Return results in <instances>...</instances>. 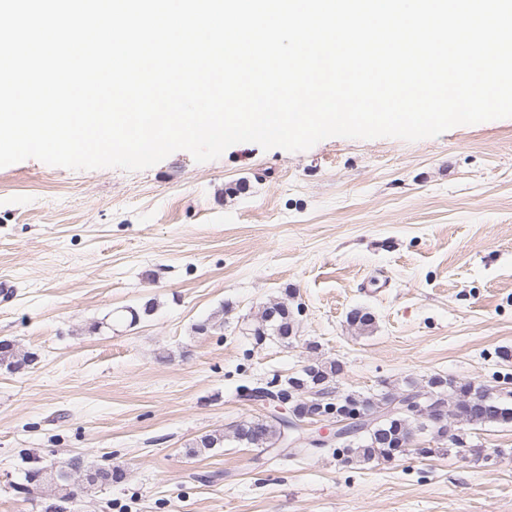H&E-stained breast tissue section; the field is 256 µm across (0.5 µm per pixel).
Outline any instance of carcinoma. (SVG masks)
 <instances>
[{
  "label": "carcinoma",
  "mask_w": 512,
  "mask_h": 512,
  "mask_svg": "<svg viewBox=\"0 0 512 512\" xmlns=\"http://www.w3.org/2000/svg\"><path fill=\"white\" fill-rule=\"evenodd\" d=\"M261 323L254 330V335L261 339L269 334L282 341L290 338L293 329L292 312L284 303H273L261 312ZM349 324L359 332L369 330L374 320L370 313L356 310L349 317ZM34 361L30 352H22L16 347L8 351L0 350V367L10 371L20 370ZM341 365L336 360L324 361L309 365L305 372L294 380V386L299 396L288 409V415L300 420L315 408L318 394L333 393L331 383L339 375ZM431 395L430 401L440 405L441 410L448 415L442 423L434 421L419 422L400 414L390 416L382 428L371 431H361L350 438L349 444L343 448L345 461L370 462L376 461L389 464L402 454L400 443L411 441L415 433L432 431L434 439L441 442L448 437L467 438V430L455 426L461 420L470 425L483 423H512V407L496 396L492 389L472 381L456 382L441 376H432L428 380V389L418 388L414 381L406 382L403 388H391L380 394L360 396L352 394L350 398L361 408L372 413L388 415L389 406L398 398L404 399L410 395ZM283 423L279 416L266 415L252 421L236 425L231 433L214 431L199 437L192 443L193 452L201 453L223 445L224 440L234 441L257 448L275 449L281 447ZM123 473L114 471L112 474L92 472L82 461L76 460L67 468H59L56 478L48 480V485L54 487L52 501L44 507V512H59L57 504L87 492L102 485L119 482Z\"/></svg>",
  "instance_id": "cac0c4a2"
}]
</instances>
